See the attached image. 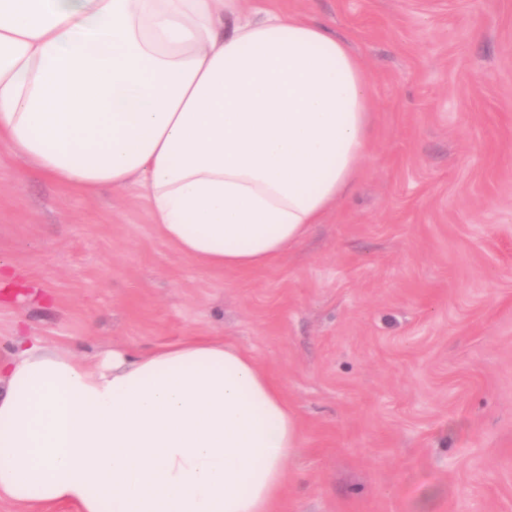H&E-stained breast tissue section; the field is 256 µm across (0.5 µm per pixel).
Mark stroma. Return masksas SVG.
<instances>
[{
	"instance_id": "1",
	"label": "stroma",
	"mask_w": 512,
	"mask_h": 512,
	"mask_svg": "<svg viewBox=\"0 0 512 512\" xmlns=\"http://www.w3.org/2000/svg\"><path fill=\"white\" fill-rule=\"evenodd\" d=\"M369 74L354 192L276 263L206 269L138 187L0 153V356L220 336L302 423L285 512H512V0H274Z\"/></svg>"
}]
</instances>
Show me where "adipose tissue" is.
<instances>
[{"mask_svg":"<svg viewBox=\"0 0 512 512\" xmlns=\"http://www.w3.org/2000/svg\"><path fill=\"white\" fill-rule=\"evenodd\" d=\"M373 96L327 26L242 0H0V152L87 196L139 184L208 269L275 263L355 186ZM300 420L220 336L0 357V500L281 512Z\"/></svg>","mask_w":512,"mask_h":512,"instance_id":"adipose-tissue-1","label":"adipose tissue"}]
</instances>
